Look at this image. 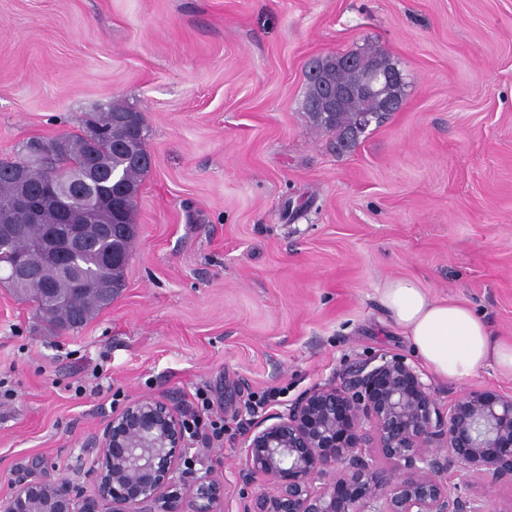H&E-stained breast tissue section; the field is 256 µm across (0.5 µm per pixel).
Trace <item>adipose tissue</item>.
<instances>
[{
  "label": "adipose tissue",
  "mask_w": 512,
  "mask_h": 512,
  "mask_svg": "<svg viewBox=\"0 0 512 512\" xmlns=\"http://www.w3.org/2000/svg\"><path fill=\"white\" fill-rule=\"evenodd\" d=\"M379 298L390 322L438 377L462 381L489 364L512 378V341L494 337L472 308L435 298L408 277L386 280Z\"/></svg>",
  "instance_id": "ef3b65f1"
}]
</instances>
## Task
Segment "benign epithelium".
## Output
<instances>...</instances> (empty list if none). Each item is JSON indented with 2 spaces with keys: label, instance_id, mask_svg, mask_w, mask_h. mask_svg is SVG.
Segmentation results:
<instances>
[{
  "label": "benign epithelium",
  "instance_id": "benign-epithelium-1",
  "mask_svg": "<svg viewBox=\"0 0 512 512\" xmlns=\"http://www.w3.org/2000/svg\"><path fill=\"white\" fill-rule=\"evenodd\" d=\"M397 76L371 62L366 91L397 105ZM81 187L68 209L84 204ZM100 232L66 224L37 243L63 263ZM89 475L94 494L66 479L20 475L0 512H230L225 487L209 472L180 471L188 439L178 408L144 396L112 414ZM466 469L491 490L512 485V395L475 389L443 411L432 385L400 354L374 355L303 391L246 435L242 479L262 489L240 512H485L488 501L448 486V465Z\"/></svg>",
  "mask_w": 512,
  "mask_h": 512
}]
</instances>
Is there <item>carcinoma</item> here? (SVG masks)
Wrapping results in <instances>:
<instances>
[{"instance_id":"cac0c4a2","label":"carcinoma","mask_w":512,"mask_h":512,"mask_svg":"<svg viewBox=\"0 0 512 512\" xmlns=\"http://www.w3.org/2000/svg\"><path fill=\"white\" fill-rule=\"evenodd\" d=\"M367 64L336 69L330 58L308 64L304 110L319 130L334 132L355 144L360 116L380 119L385 110L374 97L347 100L339 110L327 107L318 86L356 84L366 77ZM149 127L143 113L114 100L89 114L80 134L62 133L29 144L26 158L0 161V229L20 227L19 234L0 238V266L10 269L13 258H22L30 279L21 281L0 275L15 294L31 304L35 317L51 331L81 329L108 306L104 293L119 296L125 288V270L136 242L135 212L142 178L150 169L146 149ZM62 139L65 156L45 161L40 147ZM87 169L96 195L94 212H79L87 224H104L91 251L77 261L61 266L46 259L35 247L50 225L60 221L59 211L43 195L49 185H65L75 171ZM48 288L44 294L40 289Z\"/></svg>"}]
</instances>
